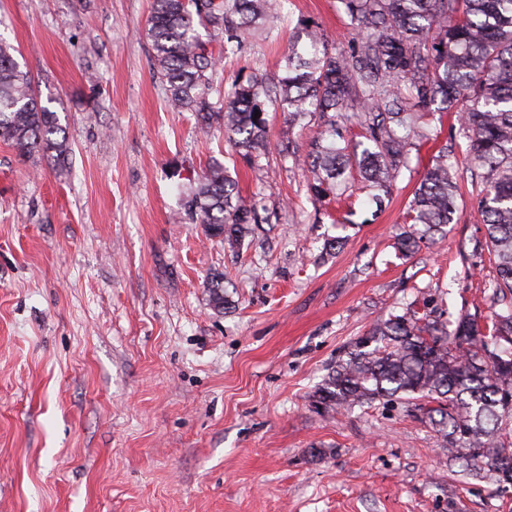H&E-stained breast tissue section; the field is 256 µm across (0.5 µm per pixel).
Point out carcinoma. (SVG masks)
<instances>
[{"mask_svg": "<svg viewBox=\"0 0 512 512\" xmlns=\"http://www.w3.org/2000/svg\"><path fill=\"white\" fill-rule=\"evenodd\" d=\"M353 26L348 49L333 51L319 27H305L273 74H252L210 101L227 45L252 32L272 36L267 23L280 0H154L149 39L169 107L191 112L208 133L214 122L246 160L268 153L269 110L288 113L290 126L314 123L304 167L308 190L322 198L342 190L358 170L375 203L388 196L410 154L429 131L419 112H457L467 155L483 186L481 212L495 257L491 314L465 313L453 331L411 311L389 314L336 361L311 398L322 414L375 401L414 404L440 434L448 459L495 476L500 492L512 485V0H341ZM217 30L214 48L197 26ZM363 125L366 142L339 141L338 113ZM0 140L19 154L68 156L57 113L36 99L30 71L0 43ZM448 152L425 170L410 206V229L394 243L408 256L453 221L457 184ZM186 211L211 237L233 248L259 224L226 168H208ZM222 312L224 279L207 283Z\"/></svg>", "mask_w": 512, "mask_h": 512, "instance_id": "cac0c4a2", "label": "carcinoma"}]
</instances>
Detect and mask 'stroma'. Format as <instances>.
Here are the masks:
<instances>
[{
    "label": "stroma",
    "mask_w": 512,
    "mask_h": 512,
    "mask_svg": "<svg viewBox=\"0 0 512 512\" xmlns=\"http://www.w3.org/2000/svg\"><path fill=\"white\" fill-rule=\"evenodd\" d=\"M152 6L0 0V41L69 146L60 165L0 141V512H512V492L450 465L413 405H310L378 317L487 313L493 255L456 115L419 113L432 137L382 206L356 178L349 198L314 197L302 160L315 127L272 113V148L248 162L222 127L200 134L193 113L169 109ZM310 23L347 49L341 0H287L274 39L225 55L212 102L276 72ZM442 150L453 221L399 257L394 237ZM215 160L266 218L235 248L183 208ZM330 237L342 245L328 254ZM217 272L223 312L205 288Z\"/></svg>",
    "instance_id": "1"
}]
</instances>
